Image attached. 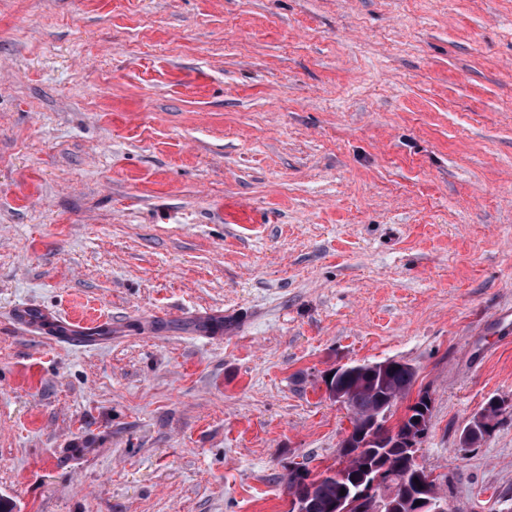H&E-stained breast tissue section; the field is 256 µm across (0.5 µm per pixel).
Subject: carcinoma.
I'll return each mask as SVG.
<instances>
[{
    "label": "carcinoma",
    "mask_w": 512,
    "mask_h": 512,
    "mask_svg": "<svg viewBox=\"0 0 512 512\" xmlns=\"http://www.w3.org/2000/svg\"><path fill=\"white\" fill-rule=\"evenodd\" d=\"M411 367L398 361L387 373L376 372L362 364L344 369L326 381L331 390L349 394L353 434H366V422L374 417L379 424L374 433L375 457L355 449H341L339 467L328 469V475L308 479L309 471L295 467L288 473L286 486L291 496L309 505L308 512H335L334 507L355 495L353 479L369 473L380 477L379 489L392 495L393 512H414L415 498L440 500V486L421 465H412L401 448H387L377 438L391 432L386 423L394 416L392 408L406 397L413 386ZM503 410L502 404L490 399L481 412L482 420L473 423L465 434V442L474 444L493 430Z\"/></svg>",
    "instance_id": "carcinoma-1"
}]
</instances>
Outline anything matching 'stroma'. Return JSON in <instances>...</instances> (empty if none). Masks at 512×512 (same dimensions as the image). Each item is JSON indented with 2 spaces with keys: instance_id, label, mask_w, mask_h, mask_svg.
I'll return each instance as SVG.
<instances>
[{
  "instance_id": "1",
  "label": "stroma",
  "mask_w": 512,
  "mask_h": 512,
  "mask_svg": "<svg viewBox=\"0 0 512 512\" xmlns=\"http://www.w3.org/2000/svg\"><path fill=\"white\" fill-rule=\"evenodd\" d=\"M387 359L454 512H512V0H0L13 512H289ZM503 410L502 404L496 399H490L480 415L483 417L481 421H475L473 426L465 434V442L467 444H474L484 435L488 434L498 424V417ZM477 416L476 418L480 417ZM488 422H494L490 425Z\"/></svg>"
}]
</instances>
